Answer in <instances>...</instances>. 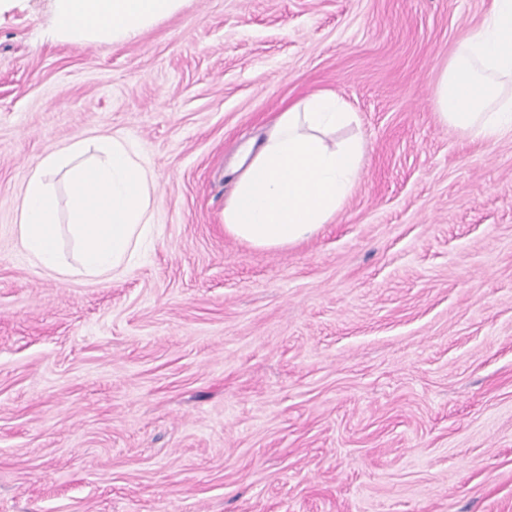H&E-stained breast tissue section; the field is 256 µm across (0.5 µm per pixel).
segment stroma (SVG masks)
<instances>
[{
    "mask_svg": "<svg viewBox=\"0 0 512 512\" xmlns=\"http://www.w3.org/2000/svg\"><path fill=\"white\" fill-rule=\"evenodd\" d=\"M492 0H183L136 37L0 0V512H512V139L433 91ZM320 91L360 180L313 237L224 231L239 146ZM121 132L156 177L123 278L46 275L22 182Z\"/></svg>",
    "mask_w": 512,
    "mask_h": 512,
    "instance_id": "1",
    "label": "stroma"
}]
</instances>
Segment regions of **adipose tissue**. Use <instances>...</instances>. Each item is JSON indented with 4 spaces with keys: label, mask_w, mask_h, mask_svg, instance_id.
I'll return each instance as SVG.
<instances>
[{
    "label": "adipose tissue",
    "mask_w": 512,
    "mask_h": 512,
    "mask_svg": "<svg viewBox=\"0 0 512 512\" xmlns=\"http://www.w3.org/2000/svg\"><path fill=\"white\" fill-rule=\"evenodd\" d=\"M56 29L75 43H120L177 11L182 0H53ZM446 126L488 142L512 138V0H494L456 43L434 88ZM355 113L319 92L279 114L261 142L241 149L224 230L262 249L297 244L332 223L361 176L363 142L336 131ZM69 187V224L57 221V175ZM156 181L136 144L119 133L46 152L23 181L15 231L51 276L124 277L153 235Z\"/></svg>",
    "instance_id": "1"
}]
</instances>
